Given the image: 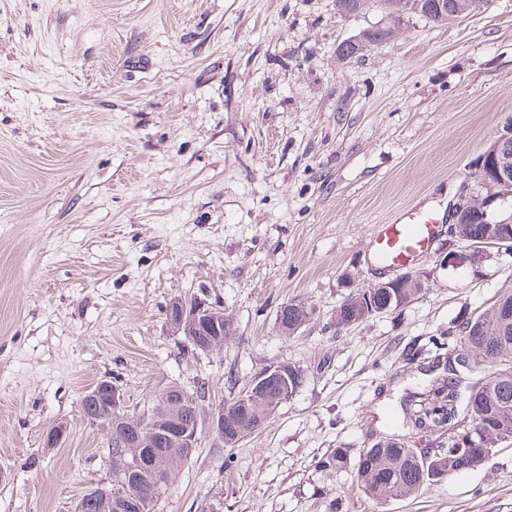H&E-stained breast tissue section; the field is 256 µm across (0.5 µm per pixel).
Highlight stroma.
Masks as SVG:
<instances>
[{"label": "stroma", "instance_id": "obj_1", "mask_svg": "<svg viewBox=\"0 0 512 512\" xmlns=\"http://www.w3.org/2000/svg\"><path fill=\"white\" fill-rule=\"evenodd\" d=\"M386 21L379 0H0V512H75L109 480L79 413L99 379L138 412L172 381L231 399L278 363L304 369L298 391L237 446L206 433L159 512H512V442L409 497L357 483L377 441L447 447L400 423L412 355L512 291L511 256L448 270L444 236L417 299L336 327L392 277L375 225L448 211L512 126V0L340 57ZM191 295L231 316L221 351L167 328ZM289 303L308 311L291 336Z\"/></svg>", "mask_w": 512, "mask_h": 512}]
</instances>
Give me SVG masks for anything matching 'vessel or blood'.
<instances>
[{
    "label": "vessel or blood",
    "instance_id": "vessel-or-blood-1",
    "mask_svg": "<svg viewBox=\"0 0 512 512\" xmlns=\"http://www.w3.org/2000/svg\"><path fill=\"white\" fill-rule=\"evenodd\" d=\"M441 219L431 209L413 205L396 218L375 225L370 258L380 268L401 271L416 264L441 235Z\"/></svg>",
    "mask_w": 512,
    "mask_h": 512
}]
</instances>
